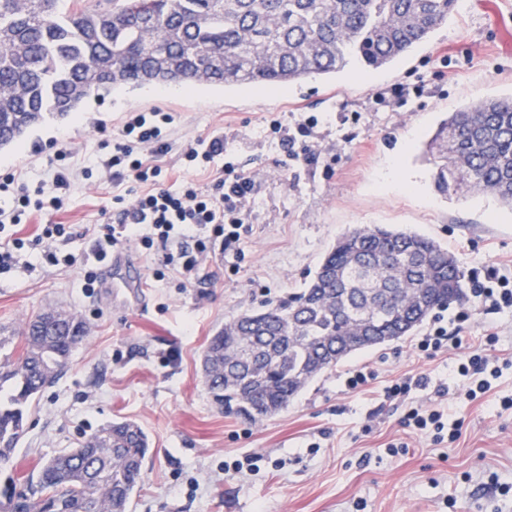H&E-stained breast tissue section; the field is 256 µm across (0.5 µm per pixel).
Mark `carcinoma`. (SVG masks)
<instances>
[{"instance_id":"carcinoma-1","label":"carcinoma","mask_w":512,"mask_h":512,"mask_svg":"<svg viewBox=\"0 0 512 512\" xmlns=\"http://www.w3.org/2000/svg\"><path fill=\"white\" fill-rule=\"evenodd\" d=\"M458 0H0V148L47 114L66 117L113 89H280L390 67L448 21ZM441 197L485 192L512 207V100L450 112L424 143ZM466 299L464 273L435 240L383 226L343 234L286 300L224 323L202 354L213 403L272 418L354 352L408 335ZM87 329L58 310L27 318L0 362V512H128L149 451L112 422L24 475L13 452L31 403L62 375Z\"/></svg>"}]
</instances>
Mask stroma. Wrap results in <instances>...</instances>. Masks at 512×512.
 Wrapping results in <instances>:
<instances>
[{"label":"stroma","mask_w":512,"mask_h":512,"mask_svg":"<svg viewBox=\"0 0 512 512\" xmlns=\"http://www.w3.org/2000/svg\"><path fill=\"white\" fill-rule=\"evenodd\" d=\"M510 30L512 0H466L402 62L363 77L346 71L266 93L125 87L67 117H45L19 144L0 149V174L33 184L46 177L42 146L57 139L68 151L75 178L58 219L72 235L56 242L61 256H83L104 232L112 183L101 173L84 177L82 169L131 110L174 116L172 148L155 158L172 176L182 173L184 142L220 133L256 180L240 270L216 251L196 285L183 288L161 248L133 244L124 254L141 285L120 301L110 275L89 288L78 265L35 257L31 268L0 275V331H19L24 318L52 309L75 312L89 327L62 377L32 404L14 454L18 471L33 472L40 460L127 419L144 430L152 450L130 512H512V496L489 483L494 477L512 485V409L500 406L512 398L510 311L490 312L470 299L433 315L438 321L467 311V341L487 323L497 328L496 354L506 365L473 402L435 393L463 349L419 356L412 335L355 352L262 422L219 410L200 368L226 319L298 291L336 240L358 226L423 234L466 271H512V208L478 191L438 197L418 156L421 135L445 113L512 97V52L502 47ZM400 85L414 93L396 107L388 92ZM311 115L319 121L313 135L298 139V158L286 157L267 136L269 121L292 128ZM357 366L373 369L375 378L354 393L342 379ZM420 373L431 386L411 399L460 423L454 443L404 427L405 405L383 398L392 381ZM392 443L400 445L398 455L388 453Z\"/></svg>","instance_id":"1"}]
</instances>
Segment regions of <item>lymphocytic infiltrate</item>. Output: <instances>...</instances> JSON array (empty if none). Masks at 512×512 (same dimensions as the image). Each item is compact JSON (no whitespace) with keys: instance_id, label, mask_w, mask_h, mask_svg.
Wrapping results in <instances>:
<instances>
[{"instance_id":"obj_1","label":"lymphocytic infiltrate","mask_w":512,"mask_h":512,"mask_svg":"<svg viewBox=\"0 0 512 512\" xmlns=\"http://www.w3.org/2000/svg\"><path fill=\"white\" fill-rule=\"evenodd\" d=\"M173 121L166 112L127 113L111 151L89 160V169L111 178L117 190L112 203L118 209L117 224L107 225L90 253L103 262L125 244L134 242L148 250L158 242L167 249L166 264L189 285L212 252L203 238L205 231H212L219 238L222 254L244 261L243 242L251 230L248 220L255 204V179L238 166L223 134L218 133L187 142L181 149L185 170L213 169L210 184L202 189L187 179L181 189L164 187L163 170L152 158L167 151L168 129ZM65 158L61 150L49 157L50 177L33 191L16 175L1 176L0 193L9 195L12 206L0 208V223H21L33 209L49 218L61 210L72 185ZM127 183L138 188L130 200L120 192ZM470 292L486 308H512V278L495 271H488L484 280L473 281ZM497 342L496 326L487 325L477 345L458 362L454 377L464 387L466 399L481 398L490 391L493 379L498 378L500 368L491 357Z\"/></svg>"}]
</instances>
